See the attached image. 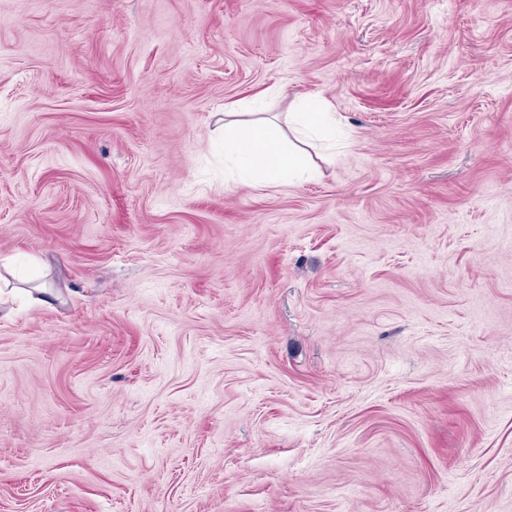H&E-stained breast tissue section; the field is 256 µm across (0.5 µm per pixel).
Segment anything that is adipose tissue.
<instances>
[{"instance_id":"1","label":"adipose tissue","mask_w":512,"mask_h":512,"mask_svg":"<svg viewBox=\"0 0 512 512\" xmlns=\"http://www.w3.org/2000/svg\"><path fill=\"white\" fill-rule=\"evenodd\" d=\"M289 119L301 137L334 143L336 118L324 105L298 101ZM224 155L237 163L239 181L244 185L254 186L267 179L294 183L314 175L300 153L282 148L272 126L242 112L224 115Z\"/></svg>"}]
</instances>
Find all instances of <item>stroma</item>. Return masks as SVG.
<instances>
[{
    "instance_id": "obj_1",
    "label": "stroma",
    "mask_w": 512,
    "mask_h": 512,
    "mask_svg": "<svg viewBox=\"0 0 512 512\" xmlns=\"http://www.w3.org/2000/svg\"><path fill=\"white\" fill-rule=\"evenodd\" d=\"M0 512H512V0H0ZM289 119L302 138L324 140L333 145L336 136L335 113L328 112L323 104L312 106L301 99L294 112L289 113ZM251 112L224 113V157L234 160L240 170L238 184L256 186L263 180L301 182L314 176L303 156L281 147L272 126L246 118Z\"/></svg>"
}]
</instances>
